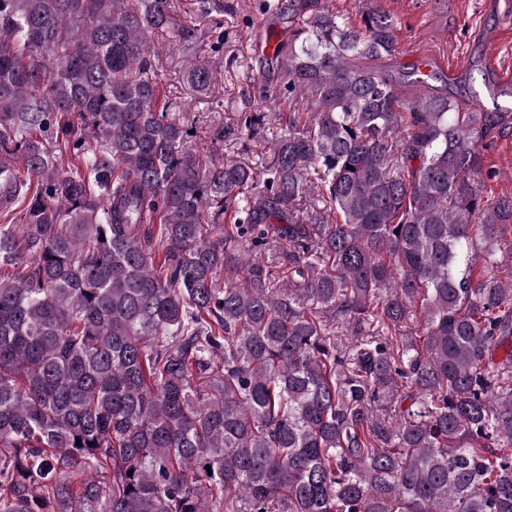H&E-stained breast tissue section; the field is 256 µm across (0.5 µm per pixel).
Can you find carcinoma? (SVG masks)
I'll return each mask as SVG.
<instances>
[{
    "label": "carcinoma",
    "instance_id": "obj_1",
    "mask_svg": "<svg viewBox=\"0 0 512 512\" xmlns=\"http://www.w3.org/2000/svg\"><path fill=\"white\" fill-rule=\"evenodd\" d=\"M276 8L311 111L207 170L148 58L197 39L171 0H0V512H512V114L403 102L385 13ZM481 152L484 157L483 194L490 201L512 198V129L505 131L491 143H485Z\"/></svg>",
    "mask_w": 512,
    "mask_h": 512
}]
</instances>
